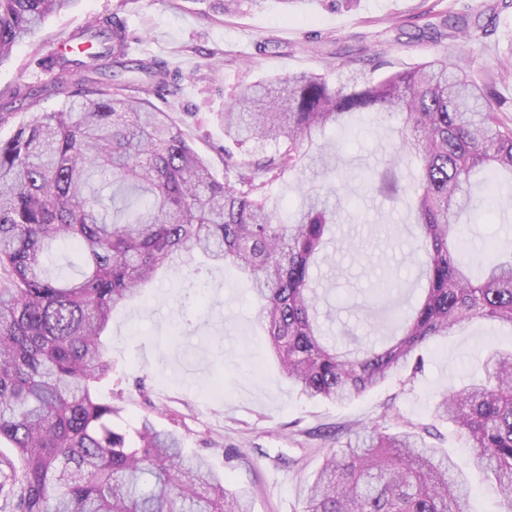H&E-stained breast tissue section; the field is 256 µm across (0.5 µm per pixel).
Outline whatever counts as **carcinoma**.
I'll use <instances>...</instances> for the list:
<instances>
[{
    "instance_id": "obj_1",
    "label": "carcinoma",
    "mask_w": 512,
    "mask_h": 512,
    "mask_svg": "<svg viewBox=\"0 0 512 512\" xmlns=\"http://www.w3.org/2000/svg\"><path fill=\"white\" fill-rule=\"evenodd\" d=\"M74 2L0 0V66ZM475 27L459 16L448 38ZM74 45L50 62V84L0 93V124L47 93L64 96L61 109L33 113L0 140V512H249L246 492L188 454L177 431L148 415L119 430L118 408L97 397L112 376V312L143 298L162 273H198L199 257L247 279L267 350L309 399L344 402L415 373L423 346L471 319L512 326V248L478 252L461 223L477 209L465 190L476 169L512 174V125L496 78L471 79L465 57L444 53L379 79L349 73L339 85L301 72L249 86L224 108V137L273 150L234 162L224 149L219 179L148 99L175 94L178 70L130 57L125 23L113 15L75 33ZM114 80L143 95L112 90ZM351 112L401 116L393 163L404 156L418 166L410 199L427 283L411 311L394 312L388 341L338 351L319 324L310 274L336 209L325 187H312L283 224L267 188L300 170L314 137ZM61 242L77 250L81 278L51 275ZM432 412L466 439L504 497L502 512H512V348H489L483 378L438 395ZM351 433L325 456L304 512H464L458 465L413 423Z\"/></svg>"
}]
</instances>
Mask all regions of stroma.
Instances as JSON below:
<instances>
[{
  "label": "stroma",
  "instance_id": "1",
  "mask_svg": "<svg viewBox=\"0 0 512 512\" xmlns=\"http://www.w3.org/2000/svg\"><path fill=\"white\" fill-rule=\"evenodd\" d=\"M453 13L494 26L490 35L475 34L465 45L473 78L512 71V6L504 0H357L336 11L324 0H300L292 12L282 0H265L262 7L227 15L212 11L211 0H77L15 48L11 61L0 66V89L47 84L38 65L47 44L93 18L118 15L131 35V57H162L182 73L177 95L152 102L171 112L220 175V114L241 87L299 72L334 75L354 61L368 69L384 61L392 71L417 66L444 50L443 43L422 37L421 28ZM398 125L397 117L384 112L348 115L325 129L300 171L267 190L269 208L284 221L299 213L304 188L335 186V242L318 256L312 278L326 297L323 328L342 344L382 335L379 314L354 308L381 277L399 282L395 305L410 308L420 293L417 258L395 235L409 222L405 190L415 168L405 162L397 169L400 191L393 196L366 182L393 159ZM469 229L512 245V193L498 196L494 213L476 218ZM206 280L201 310H181L187 281L173 277L151 289L147 302L113 315L112 377L101 384L100 395L120 408L115 427L151 416L159 427L177 430L190 453L224 470L230 488L249 490L252 512H302L327 450L345 442L352 423L369 426L389 411L427 425L437 447L460 462L470 487L465 512H497L485 470L454 429L433 418L431 405L439 393L479 375L489 347L512 346V330L481 319L466 322L422 349L412 381L395 376L345 404L313 401L266 358L246 282L222 268L208 269Z\"/></svg>",
  "mask_w": 512,
  "mask_h": 512
}]
</instances>
